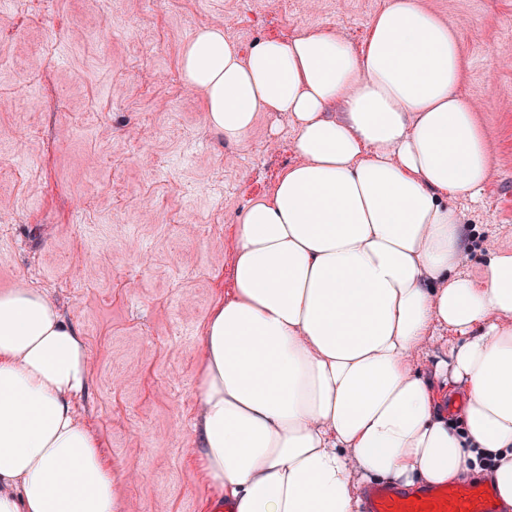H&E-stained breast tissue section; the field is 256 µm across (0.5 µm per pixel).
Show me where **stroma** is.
Wrapping results in <instances>:
<instances>
[{
    "label": "stroma",
    "instance_id": "1",
    "mask_svg": "<svg viewBox=\"0 0 512 512\" xmlns=\"http://www.w3.org/2000/svg\"><path fill=\"white\" fill-rule=\"evenodd\" d=\"M389 0H12L0 11V291L44 290L90 356L80 420L115 467L119 512H210L192 460L199 336L231 286L250 201L295 161L292 120L210 131L183 79L216 25L248 49L333 29L354 46ZM455 29L460 95L493 147L462 217L469 271L512 245V0H426ZM116 27H108V20Z\"/></svg>",
    "mask_w": 512,
    "mask_h": 512
}]
</instances>
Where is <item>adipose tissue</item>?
Instances as JSON below:
<instances>
[{
  "label": "adipose tissue",
  "instance_id": "1",
  "mask_svg": "<svg viewBox=\"0 0 512 512\" xmlns=\"http://www.w3.org/2000/svg\"><path fill=\"white\" fill-rule=\"evenodd\" d=\"M182 72L226 141L261 112L296 129L200 337L194 454L214 492L233 512H358L362 483L441 486L490 456L512 508V247L460 270L448 198L481 191L493 148L457 93L453 26L390 0L359 51L304 29L244 53L207 27ZM440 329L456 339L436 389L415 358ZM88 381L47 295L0 292V512H117L118 476L74 409Z\"/></svg>",
  "mask_w": 512,
  "mask_h": 512
}]
</instances>
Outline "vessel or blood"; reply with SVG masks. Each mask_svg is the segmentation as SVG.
<instances>
[{"mask_svg": "<svg viewBox=\"0 0 512 512\" xmlns=\"http://www.w3.org/2000/svg\"><path fill=\"white\" fill-rule=\"evenodd\" d=\"M496 493L481 480L451 486L377 485L364 493L365 512H497Z\"/></svg>", "mask_w": 512, "mask_h": 512, "instance_id": "1", "label": "vessel or blood"}]
</instances>
